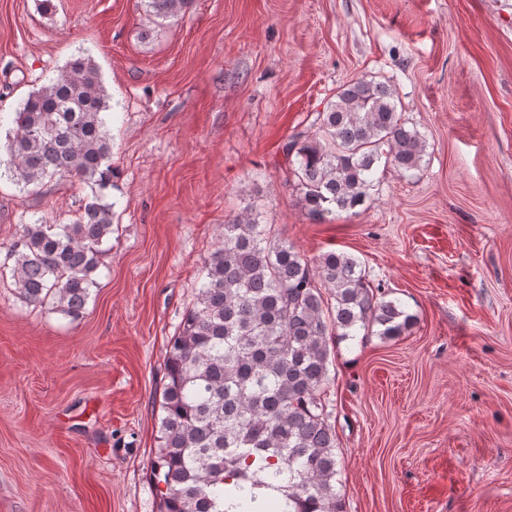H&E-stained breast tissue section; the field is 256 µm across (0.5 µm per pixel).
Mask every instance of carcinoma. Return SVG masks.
<instances>
[{
  "label": "carcinoma",
  "mask_w": 512,
  "mask_h": 512,
  "mask_svg": "<svg viewBox=\"0 0 512 512\" xmlns=\"http://www.w3.org/2000/svg\"><path fill=\"white\" fill-rule=\"evenodd\" d=\"M189 0H140L175 23ZM112 109L97 66L72 59L20 103L0 159L22 188L74 178L94 187L71 224L18 225L4 262L19 296L79 319L112 239ZM318 131L282 146L309 216L325 222L370 199L378 164L403 175L425 145L386 82L357 79L317 113ZM414 316L373 286L354 256L314 259L274 237L252 207L224 224L195 300L172 337L152 483L159 512H344L327 387L329 339H396Z\"/></svg>",
  "instance_id": "carcinoma-1"
}]
</instances>
